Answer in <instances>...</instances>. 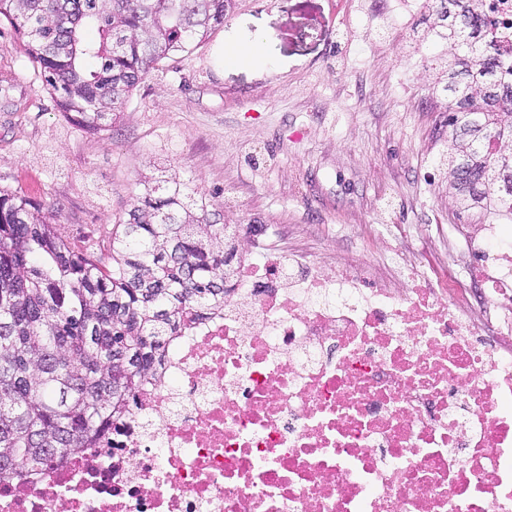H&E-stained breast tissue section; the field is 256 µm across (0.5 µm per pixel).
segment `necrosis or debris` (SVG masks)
Instances as JSON below:
<instances>
[{
	"instance_id": "1",
	"label": "necrosis or debris",
	"mask_w": 512,
	"mask_h": 512,
	"mask_svg": "<svg viewBox=\"0 0 512 512\" xmlns=\"http://www.w3.org/2000/svg\"><path fill=\"white\" fill-rule=\"evenodd\" d=\"M512 85V0H471ZM469 280L363 256L236 254L93 447L0 482V512H512V237L479 225Z\"/></svg>"
}]
</instances>
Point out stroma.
<instances>
[{
	"label": "stroma",
	"instance_id": "stroma-1",
	"mask_svg": "<svg viewBox=\"0 0 512 512\" xmlns=\"http://www.w3.org/2000/svg\"><path fill=\"white\" fill-rule=\"evenodd\" d=\"M255 47L230 66L224 46ZM427 0H236L209 38L162 61L109 130L68 120L0 22V189L76 251L107 254L141 180L176 174L242 240L394 262L395 227L504 224L448 184V61Z\"/></svg>",
	"mask_w": 512,
	"mask_h": 512
}]
</instances>
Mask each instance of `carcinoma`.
Wrapping results in <instances>:
<instances>
[{
  "label": "carcinoma",
  "instance_id": "1",
  "mask_svg": "<svg viewBox=\"0 0 512 512\" xmlns=\"http://www.w3.org/2000/svg\"><path fill=\"white\" fill-rule=\"evenodd\" d=\"M235 0H0L72 121L100 132L153 66L205 40ZM435 15L471 48L448 62L450 185L470 209L512 211V87L475 48L479 18L464 0ZM36 204L0 190V480L89 447L158 373L189 314L224 307L236 247L224 215L177 177L145 180L114 225L108 260L75 251Z\"/></svg>",
  "mask_w": 512,
  "mask_h": 512
}]
</instances>
